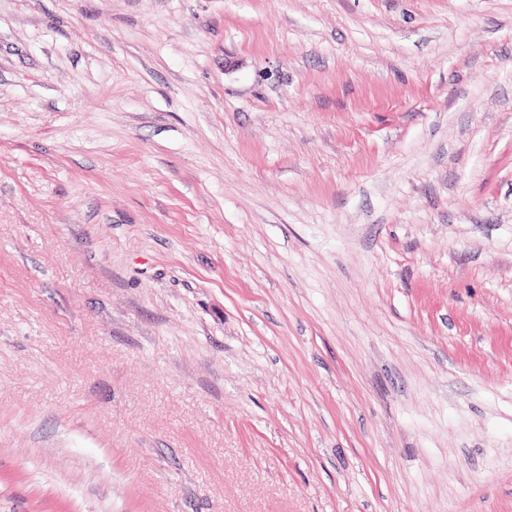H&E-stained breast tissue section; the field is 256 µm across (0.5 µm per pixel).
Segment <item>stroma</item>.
I'll use <instances>...</instances> for the list:
<instances>
[{
  "instance_id": "stroma-1",
  "label": "stroma",
  "mask_w": 512,
  "mask_h": 512,
  "mask_svg": "<svg viewBox=\"0 0 512 512\" xmlns=\"http://www.w3.org/2000/svg\"><path fill=\"white\" fill-rule=\"evenodd\" d=\"M0 512H512V0H0Z\"/></svg>"
}]
</instances>
